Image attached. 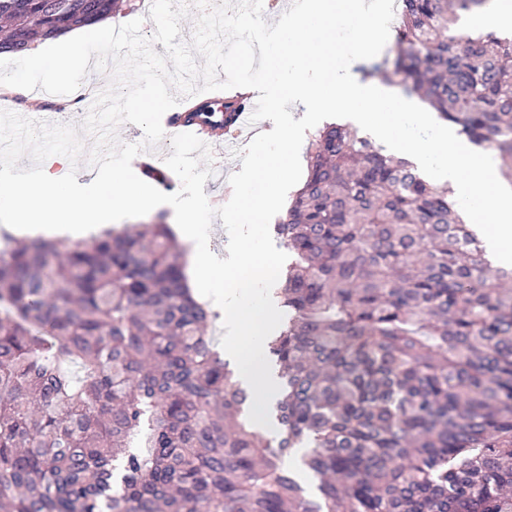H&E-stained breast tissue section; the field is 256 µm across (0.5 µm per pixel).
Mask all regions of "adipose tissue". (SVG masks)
<instances>
[{
  "label": "adipose tissue",
  "mask_w": 512,
  "mask_h": 512,
  "mask_svg": "<svg viewBox=\"0 0 512 512\" xmlns=\"http://www.w3.org/2000/svg\"><path fill=\"white\" fill-rule=\"evenodd\" d=\"M158 204L129 168L106 165L80 178L46 170L26 182L0 177V219L13 224L19 235L86 236L99 225L150 212Z\"/></svg>",
  "instance_id": "ef3b65f1"
}]
</instances>
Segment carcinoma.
<instances>
[{"label": "carcinoma", "mask_w": 512, "mask_h": 512, "mask_svg": "<svg viewBox=\"0 0 512 512\" xmlns=\"http://www.w3.org/2000/svg\"><path fill=\"white\" fill-rule=\"evenodd\" d=\"M492 0H400L397 51L360 68L496 152L512 183V39ZM116 0H0V54ZM246 98L224 100L233 126ZM159 213L67 251L0 232V512H512V270L453 190L327 124L272 235L292 254L277 445L207 327ZM295 448L305 476L285 463ZM479 23L493 31L512 33V0H496V7L480 19Z\"/></svg>", "instance_id": "carcinoma-1"}]
</instances>
